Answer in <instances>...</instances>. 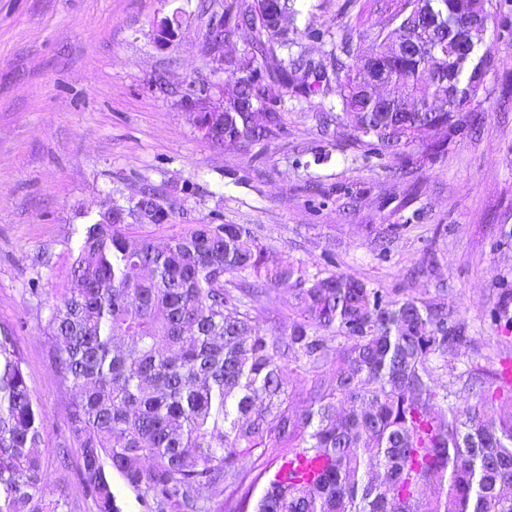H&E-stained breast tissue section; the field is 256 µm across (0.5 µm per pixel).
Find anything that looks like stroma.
<instances>
[{"label": "stroma", "instance_id": "stroma-1", "mask_svg": "<svg viewBox=\"0 0 512 512\" xmlns=\"http://www.w3.org/2000/svg\"><path fill=\"white\" fill-rule=\"evenodd\" d=\"M0 0V328L11 329L28 386L48 418L40 447L45 492L71 512H96L70 440L71 386L42 332L72 257L100 211L134 206L156 188L163 238L193 224H248L309 270L335 263L370 287L434 297L448 291L470 326L512 283V32L489 23L484 42L501 58L466 129L426 160L417 185L393 179L398 160L365 157L325 141L318 112L331 99L284 98V129L254 146H217L181 101L213 80L206 32L224 0ZM377 0H295L289 31L349 29L362 50ZM168 45L156 25L174 10ZM326 146L328 163L312 151ZM402 225L386 255L373 236ZM66 446L68 460L56 452Z\"/></svg>", "mask_w": 512, "mask_h": 512}]
</instances>
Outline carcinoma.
I'll list each match as a JSON object with an SVG mask.
<instances>
[{"instance_id":"obj_1","label":"carcinoma","mask_w":512,"mask_h":512,"mask_svg":"<svg viewBox=\"0 0 512 512\" xmlns=\"http://www.w3.org/2000/svg\"><path fill=\"white\" fill-rule=\"evenodd\" d=\"M507 0H393L373 53L351 34L310 28L331 45L313 62L282 25L290 0H224V29L247 33L224 72V145L278 135L284 96L333 94L322 117L365 156L397 153L423 131L463 129L485 90L493 48L467 16L496 21ZM473 42L468 54L460 46ZM441 141L417 144L405 178ZM90 225L43 332L73 390L69 433L96 512H121L108 470L150 512H512V361L479 364L482 347L444 302L396 298L336 270L312 273L249 224H195L158 243L113 221ZM287 288L288 327L259 316ZM485 316L512 338V288ZM13 333L0 330V512H69L45 497L38 448L47 419L26 383ZM306 384L297 415L288 386ZM474 403L460 405L462 395ZM253 460L254 474L239 460ZM301 458L313 474L271 470Z\"/></svg>"}]
</instances>
